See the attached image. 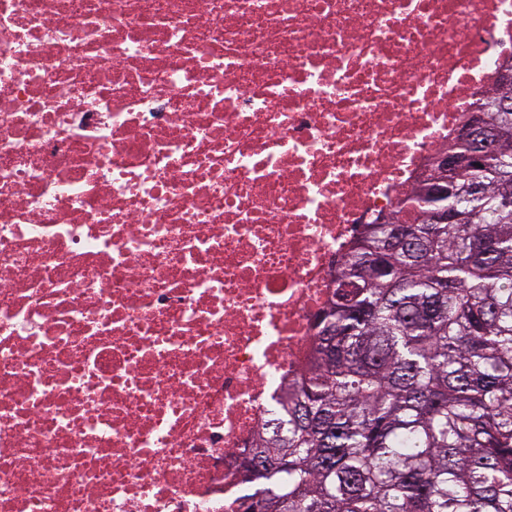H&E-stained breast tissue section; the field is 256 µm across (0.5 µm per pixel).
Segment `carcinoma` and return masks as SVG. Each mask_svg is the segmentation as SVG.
I'll return each instance as SVG.
<instances>
[{
  "label": "carcinoma",
  "mask_w": 512,
  "mask_h": 512,
  "mask_svg": "<svg viewBox=\"0 0 512 512\" xmlns=\"http://www.w3.org/2000/svg\"><path fill=\"white\" fill-rule=\"evenodd\" d=\"M512 85L478 103L496 142L364 224L336 269L305 375L275 399L248 459L259 512H512ZM448 206L453 220L434 222ZM354 279L359 288L345 291Z\"/></svg>",
  "instance_id": "cac0c4a2"
}]
</instances>
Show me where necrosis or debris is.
Returning <instances> with one entry per match:
<instances>
[{
	"label": "necrosis or debris",
	"mask_w": 512,
	"mask_h": 512,
	"mask_svg": "<svg viewBox=\"0 0 512 512\" xmlns=\"http://www.w3.org/2000/svg\"><path fill=\"white\" fill-rule=\"evenodd\" d=\"M512 0H0V512H245L359 225Z\"/></svg>",
	"instance_id": "obj_1"
}]
</instances>
